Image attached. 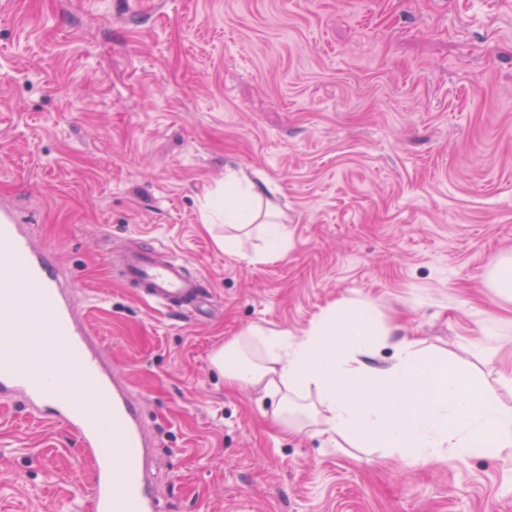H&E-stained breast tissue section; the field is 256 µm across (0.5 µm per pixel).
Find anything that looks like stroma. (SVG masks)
I'll list each match as a JSON object with an SVG mask.
<instances>
[{"instance_id": "35a3bbf8", "label": "stroma", "mask_w": 512, "mask_h": 512, "mask_svg": "<svg viewBox=\"0 0 512 512\" xmlns=\"http://www.w3.org/2000/svg\"><path fill=\"white\" fill-rule=\"evenodd\" d=\"M240 171L252 224H204ZM1 205L138 398L165 512H512L510 457L284 434L212 364L369 300L512 407V300L487 286L512 256V0H0ZM270 212L288 246L264 260ZM147 238L207 280L204 314L117 276ZM53 413L0 402V512H87L92 462Z\"/></svg>"}]
</instances>
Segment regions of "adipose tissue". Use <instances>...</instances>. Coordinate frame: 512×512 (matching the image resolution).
Masks as SVG:
<instances>
[{
	"label": "adipose tissue",
	"mask_w": 512,
	"mask_h": 512,
	"mask_svg": "<svg viewBox=\"0 0 512 512\" xmlns=\"http://www.w3.org/2000/svg\"><path fill=\"white\" fill-rule=\"evenodd\" d=\"M254 196L252 182L230 175L223 193L208 197L202 219L245 223ZM379 316L371 301H341L299 336L253 327L213 363L225 384L259 386L277 399L274 420L288 431L304 420L320 423L354 447L387 448L412 464L512 447V409L446 357L404 340L385 366H374L383 344Z\"/></svg>",
	"instance_id": "1"
}]
</instances>
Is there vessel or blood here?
Instances as JSON below:
<instances>
[{
	"label": "vessel or blood",
	"instance_id": "obj_1",
	"mask_svg": "<svg viewBox=\"0 0 512 512\" xmlns=\"http://www.w3.org/2000/svg\"><path fill=\"white\" fill-rule=\"evenodd\" d=\"M120 277L157 309L193 315L208 302L205 282L187 259L152 242L123 256ZM22 326L31 328L33 341H19ZM85 336L72 320L61 272L16 212L0 208V395L21 396L34 412L54 399L58 421L93 463L91 512H163L139 402Z\"/></svg>",
	"mask_w": 512,
	"mask_h": 512
}]
</instances>
